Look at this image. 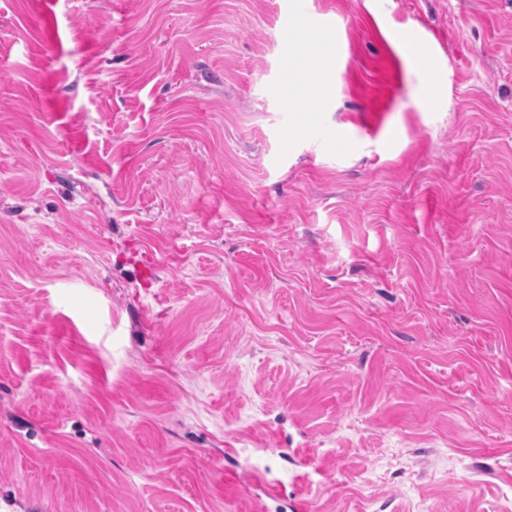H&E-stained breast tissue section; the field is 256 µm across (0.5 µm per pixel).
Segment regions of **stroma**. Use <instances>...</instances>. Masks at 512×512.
<instances>
[{"instance_id": "1", "label": "stroma", "mask_w": 512, "mask_h": 512, "mask_svg": "<svg viewBox=\"0 0 512 512\" xmlns=\"http://www.w3.org/2000/svg\"><path fill=\"white\" fill-rule=\"evenodd\" d=\"M510 496L512 0H0V512Z\"/></svg>"}]
</instances>
